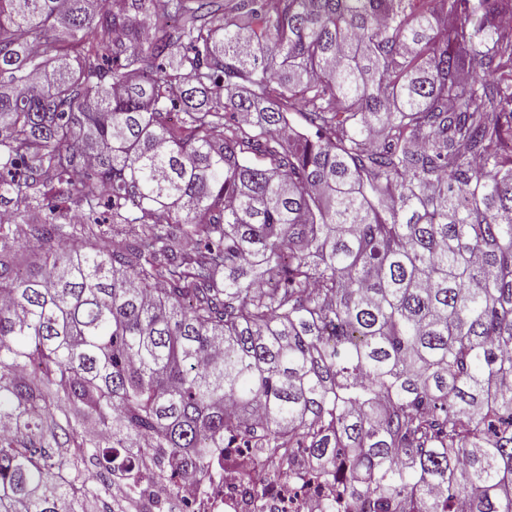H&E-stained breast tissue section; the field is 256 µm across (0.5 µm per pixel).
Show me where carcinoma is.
Returning <instances> with one entry per match:
<instances>
[{"instance_id":"obj_1","label":"carcinoma","mask_w":512,"mask_h":512,"mask_svg":"<svg viewBox=\"0 0 512 512\" xmlns=\"http://www.w3.org/2000/svg\"><path fill=\"white\" fill-rule=\"evenodd\" d=\"M507 17L0 0V512H153L237 438L512 512Z\"/></svg>"}]
</instances>
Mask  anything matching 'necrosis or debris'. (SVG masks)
I'll list each match as a JSON object with an SVG mask.
<instances>
[{
	"instance_id": "necrosis-or-debris-1",
	"label": "necrosis or debris",
	"mask_w": 512,
	"mask_h": 512,
	"mask_svg": "<svg viewBox=\"0 0 512 512\" xmlns=\"http://www.w3.org/2000/svg\"><path fill=\"white\" fill-rule=\"evenodd\" d=\"M279 478H271L266 457L248 448L224 451V466L207 480L180 483L177 492L153 487L159 504L177 502L179 512H322L336 498V482L311 464L280 458Z\"/></svg>"
}]
</instances>
